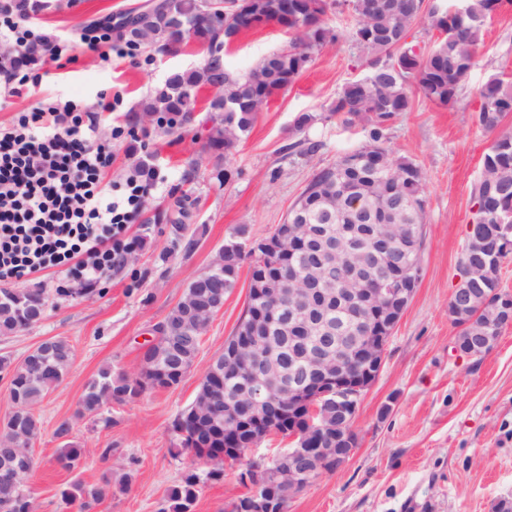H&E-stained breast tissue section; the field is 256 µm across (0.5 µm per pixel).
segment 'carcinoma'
<instances>
[{"instance_id":"1","label":"carcinoma","mask_w":512,"mask_h":512,"mask_svg":"<svg viewBox=\"0 0 512 512\" xmlns=\"http://www.w3.org/2000/svg\"><path fill=\"white\" fill-rule=\"evenodd\" d=\"M167 2L181 23L156 31L153 39L158 43V50L170 54L182 51L191 39L197 43L219 41L228 45L232 43L231 37L251 29L247 18L258 13L295 35L288 49L264 58L242 76L227 72L223 59L211 55L198 68L172 73L166 86L157 89L143 104L144 112L172 114L185 121L196 111L199 88L212 85L219 76H224V99L230 103V108L213 121L206 141V147L218 163L232 154L240 134L248 131L256 113L269 99L297 79L315 51L338 43L347 34L365 56L367 72L340 88L329 112L345 125L361 126L367 132V141L336 162L319 168L293 203L302 209V221L310 225L314 236L296 244L285 256L276 253L254 256L252 268L265 265L281 276L298 274L308 262L311 251L321 244L330 254L324 267L325 277L333 288L340 287L343 267L336 257V231L338 226L346 224L344 192L348 189L355 190L371 215L399 209L397 223L406 225L419 242H424L423 172L418 165L390 149L385 131L390 122L411 110L414 82L426 98L438 105L450 106L457 100L473 68L485 23L495 14L494 4L498 0H464L462 12L450 19L443 4L429 5L431 26L440 36L423 55L415 54L407 38L423 11L424 0H293L296 11L286 19L278 14L276 0H241L239 5L236 0H225L226 28L222 34L214 30L210 20L196 14L198 0H156L151 7L157 10ZM332 9L350 19L347 30L326 22ZM142 14L141 10L128 13L115 27L116 35L143 42L144 30L133 28ZM477 97L479 126L488 133L497 132L502 119L512 112V77L503 73L491 77L478 88ZM321 119L323 116L313 112H302L295 118L293 134L298 139L289 144V154L313 156L323 148L322 142L306 136V131ZM504 190L512 198L511 134H500L491 142L484 155L482 175L472 189V198L481 201L492 191ZM362 232L359 244L368 249L365 263L377 267L380 275H387L390 267L381 260L376 245L389 235L388 229L383 224L367 223ZM244 259L243 253L236 256L219 252L212 263V268L220 272L213 286L226 293L235 288ZM249 303V314L242 315L244 320L265 308L263 290L253 283L249 288ZM47 304L48 299L38 288L10 289L8 301L0 304V335L10 336L27 328L33 317L44 315ZM157 331L161 333L158 345L145 352L146 358L155 359L153 370L142 378L115 371L110 366L101 368L85 387L79 403L80 413L94 416L114 402H134L149 390L171 388L182 381V370L198 356L202 333L191 328L181 302L167 313ZM30 359L39 361L38 367L28 369L20 362L14 365L7 357H0V369L11 372L10 395L21 406L18 446L9 447L0 442V464L8 462L28 473L35 467L30 448L40 434L35 407L47 392L63 381L73 360V349L66 339L53 338L36 347ZM234 389L233 377L224 374L218 377L208 372L193 402L175 417L174 431L199 434L196 443L179 437L181 451L204 463L208 469L186 471L170 489L168 508L163 512H192L202 486L224 479L227 460L244 463L242 478L254 474L256 469L261 470L267 475L270 489H275L278 481L275 464L246 457L244 447H224V415L205 416L209 411V397L216 395L224 400ZM69 434V422H60L55 436L64 441V446L56 462L61 468L73 471L80 467L83 453L82 449L67 443ZM110 494L112 478L106 477L100 484L74 482L61 492V497L66 504L76 507L77 512H89L93 504ZM36 508L31 493L23 494L15 484L0 480V512H36Z\"/></svg>"}]
</instances>
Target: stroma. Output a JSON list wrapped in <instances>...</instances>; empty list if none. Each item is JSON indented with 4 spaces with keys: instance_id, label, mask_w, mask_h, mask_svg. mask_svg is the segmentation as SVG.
<instances>
[{
    "instance_id": "35a3bbf8",
    "label": "stroma",
    "mask_w": 512,
    "mask_h": 512,
    "mask_svg": "<svg viewBox=\"0 0 512 512\" xmlns=\"http://www.w3.org/2000/svg\"><path fill=\"white\" fill-rule=\"evenodd\" d=\"M148 0H40L28 21L39 32L73 41V61L28 66L23 95L0 105V127L17 113L68 100L93 109L101 97L121 93L118 112L103 115L100 138L112 143V163L103 185L112 187L142 165L166 178L143 206L128 235L136 239L131 260L109 271L92 288L66 268L55 267L28 280L48 298L43 319L7 339L0 356L12 362L42 342L66 338L74 360L63 382L36 406L41 434L32 447L36 468L27 479L38 512H66L60 493L71 483L112 477V494L92 512H161L167 494L195 467L178 452L175 416L194 400L210 359L223 352L248 301L250 265L224 297L204 333L198 358L179 385L146 392L134 402L112 405L97 416H79L84 386L104 366L136 372L154 327L180 300L187 285L207 271L230 238L250 245L284 223L288 210L319 167L361 146L365 131L326 118L341 86L366 72L348 41L328 45L312 57L287 89L274 95L227 161L215 165L205 147L207 113H192L176 127L158 122L141 105L175 71L199 67L196 42L176 54L135 46L133 57L106 59L89 52L79 38L85 30L118 21ZM291 36L281 27L250 29L224 51L234 75L285 49ZM512 74V7L501 9L484 29L475 65L456 103L442 107L414 91L413 105L388 128V145L415 162L425 176L426 236L421 278L413 299L387 346L385 363L365 394L354 423L360 438L355 455L340 469L311 481L288 504V512H493L512 498V327L482 358L454 349L456 327L448 299L459 277L466 226L473 216L471 190L492 141L474 121L476 90L489 76ZM322 113L307 132L323 142L313 156L289 155L296 116ZM130 134L116 140L112 127ZM183 209V231L169 220ZM69 420L68 441L54 435ZM81 448L75 471L58 468L64 443ZM112 458L102 462L103 448ZM239 466L224 469L223 481L206 483L193 512H225L245 491Z\"/></svg>"
}]
</instances>
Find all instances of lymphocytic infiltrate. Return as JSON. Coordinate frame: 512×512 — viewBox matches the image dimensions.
<instances>
[{"mask_svg": "<svg viewBox=\"0 0 512 512\" xmlns=\"http://www.w3.org/2000/svg\"><path fill=\"white\" fill-rule=\"evenodd\" d=\"M0 45L15 51L0 63V88L10 96L28 83L24 62L39 55L59 61L69 41L33 30L18 0H0ZM121 95L101 100L99 112L68 101L18 113L0 127V280H20L69 263L88 287L121 264L145 198L162 182L158 172H139L109 194L103 171L112 157L98 135L100 112H112Z\"/></svg>", "mask_w": 512, "mask_h": 512, "instance_id": "lymphocytic-infiltrate-1", "label": "lymphocytic infiltrate"}]
</instances>
